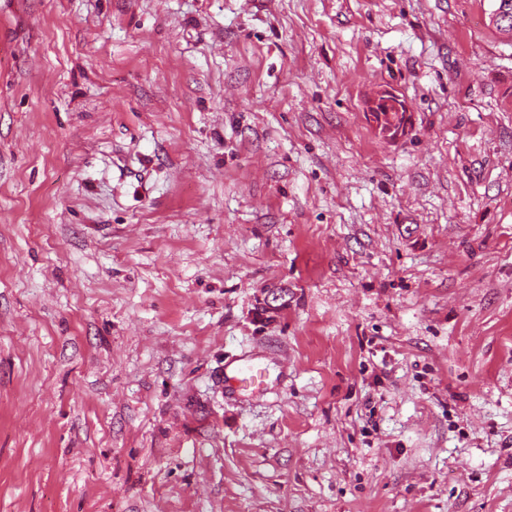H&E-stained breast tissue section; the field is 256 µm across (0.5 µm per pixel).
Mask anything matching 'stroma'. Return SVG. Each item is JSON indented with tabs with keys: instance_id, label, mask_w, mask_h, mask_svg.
I'll return each mask as SVG.
<instances>
[{
	"instance_id": "1",
	"label": "stroma",
	"mask_w": 512,
	"mask_h": 512,
	"mask_svg": "<svg viewBox=\"0 0 512 512\" xmlns=\"http://www.w3.org/2000/svg\"><path fill=\"white\" fill-rule=\"evenodd\" d=\"M492 4L0 0V512H512ZM268 371L261 357L243 355L224 363L221 384L224 397L235 398L246 392L263 393L269 387Z\"/></svg>"
}]
</instances>
